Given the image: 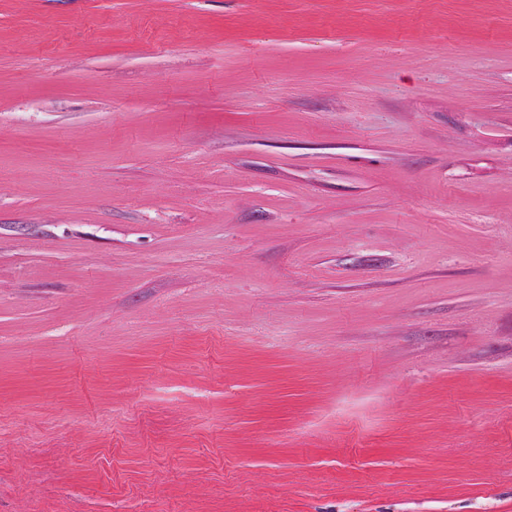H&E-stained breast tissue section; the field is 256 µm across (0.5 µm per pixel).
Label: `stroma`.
I'll return each instance as SVG.
<instances>
[{"label":"stroma","instance_id":"stroma-1","mask_svg":"<svg viewBox=\"0 0 512 512\" xmlns=\"http://www.w3.org/2000/svg\"><path fill=\"white\" fill-rule=\"evenodd\" d=\"M0 512H512V0H0Z\"/></svg>","mask_w":512,"mask_h":512}]
</instances>
